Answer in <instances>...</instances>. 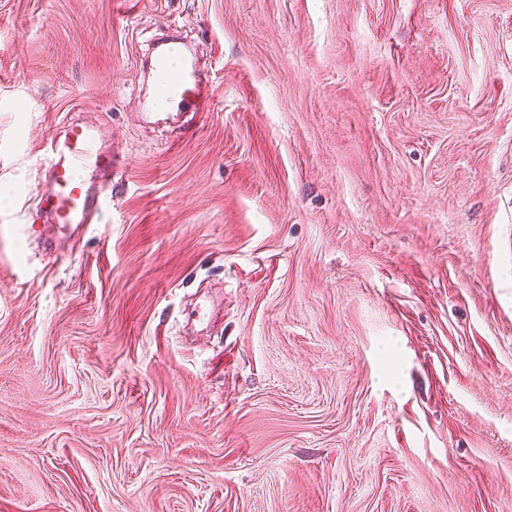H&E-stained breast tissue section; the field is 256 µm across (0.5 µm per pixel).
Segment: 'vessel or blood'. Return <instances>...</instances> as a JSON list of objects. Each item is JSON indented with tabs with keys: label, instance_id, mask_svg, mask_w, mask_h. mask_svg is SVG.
Returning a JSON list of instances; mask_svg holds the SVG:
<instances>
[{
	"label": "vessel or blood",
	"instance_id": "obj_1",
	"mask_svg": "<svg viewBox=\"0 0 512 512\" xmlns=\"http://www.w3.org/2000/svg\"><path fill=\"white\" fill-rule=\"evenodd\" d=\"M179 51V46L168 44L154 55L155 71L167 76L163 92L186 102L192 112L210 111L212 97L194 65H184L177 75L168 76V61ZM62 134L63 148H48L47 185L38 199L37 212L43 223L85 231L98 223L108 203L100 188L112 182V150L102 145L100 128L91 125L72 122Z\"/></svg>",
	"mask_w": 512,
	"mask_h": 512
}]
</instances>
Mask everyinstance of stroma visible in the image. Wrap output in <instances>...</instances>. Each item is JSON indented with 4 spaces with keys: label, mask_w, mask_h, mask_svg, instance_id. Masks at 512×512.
I'll return each mask as SVG.
<instances>
[{
    "label": "stroma",
    "mask_w": 512,
    "mask_h": 512,
    "mask_svg": "<svg viewBox=\"0 0 512 512\" xmlns=\"http://www.w3.org/2000/svg\"><path fill=\"white\" fill-rule=\"evenodd\" d=\"M0 512H512V0H0ZM162 90L171 99L186 102L194 114L210 112L213 100L208 86L198 77L194 64L185 62L182 70L173 77H167ZM62 134L65 153L50 159L46 166L47 185L39 196L37 213L43 224L87 231L99 222L108 203L99 185L112 184V149L100 143L88 167L91 174L77 176L76 165L86 158L91 143L103 139V132L98 127L71 122Z\"/></svg>",
    "instance_id": "35a3bbf8"
}]
</instances>
